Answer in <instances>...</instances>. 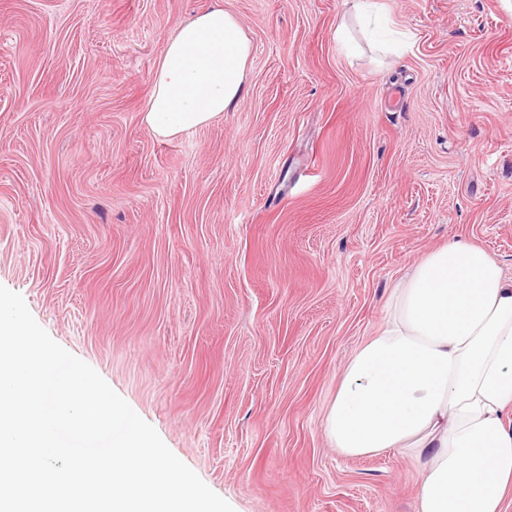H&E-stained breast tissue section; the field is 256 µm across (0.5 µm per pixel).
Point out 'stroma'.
<instances>
[{
  "label": "stroma",
  "instance_id": "35a3bbf8",
  "mask_svg": "<svg viewBox=\"0 0 512 512\" xmlns=\"http://www.w3.org/2000/svg\"><path fill=\"white\" fill-rule=\"evenodd\" d=\"M217 1L248 93L157 138L155 63ZM353 4L0 0V285L235 512H417L412 460L340 455L327 407L428 251L512 278V0H382L386 50Z\"/></svg>",
  "mask_w": 512,
  "mask_h": 512
}]
</instances>
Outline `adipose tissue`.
<instances>
[{
	"instance_id": "1",
	"label": "adipose tissue",
	"mask_w": 512,
	"mask_h": 512,
	"mask_svg": "<svg viewBox=\"0 0 512 512\" xmlns=\"http://www.w3.org/2000/svg\"><path fill=\"white\" fill-rule=\"evenodd\" d=\"M251 44L216 5L168 38L142 121L171 139L246 92ZM512 279L482 247L452 240L397 282L374 336L348 360L324 417L347 457L399 449L417 465V512H504L512 495Z\"/></svg>"
}]
</instances>
